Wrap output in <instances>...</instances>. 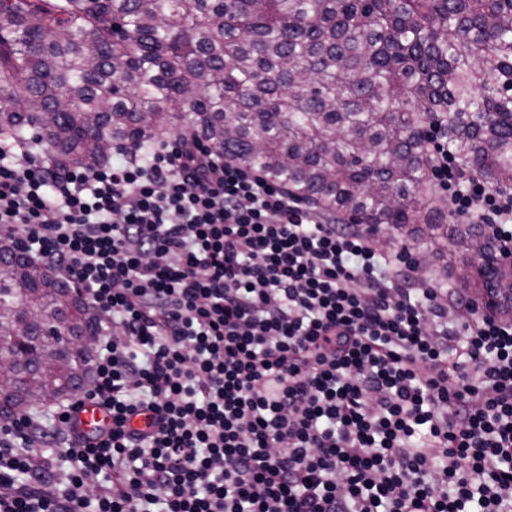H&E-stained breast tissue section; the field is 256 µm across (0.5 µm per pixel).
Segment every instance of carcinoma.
<instances>
[{
    "label": "carcinoma",
    "instance_id": "carcinoma-1",
    "mask_svg": "<svg viewBox=\"0 0 512 512\" xmlns=\"http://www.w3.org/2000/svg\"><path fill=\"white\" fill-rule=\"evenodd\" d=\"M191 115L189 136L356 224L413 233L432 200L423 130L493 187L512 186V0H0V140L40 139L58 171L92 170L105 142ZM491 279L512 278L478 224ZM0 356L13 404L83 388L99 335L91 305L0 240ZM60 363L21 362L13 314Z\"/></svg>",
    "mask_w": 512,
    "mask_h": 512
}]
</instances>
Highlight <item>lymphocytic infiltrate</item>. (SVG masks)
Returning <instances> with one entry per match:
<instances>
[{
    "label": "lymphocytic infiltrate",
    "mask_w": 512,
    "mask_h": 512,
    "mask_svg": "<svg viewBox=\"0 0 512 512\" xmlns=\"http://www.w3.org/2000/svg\"><path fill=\"white\" fill-rule=\"evenodd\" d=\"M425 141L452 214L512 261V190ZM116 151L60 174L39 141L0 146V233L102 327L92 389L0 427V512H512L511 320L208 144ZM87 400L107 429L79 428Z\"/></svg>",
    "instance_id": "obj_1"
}]
</instances>
